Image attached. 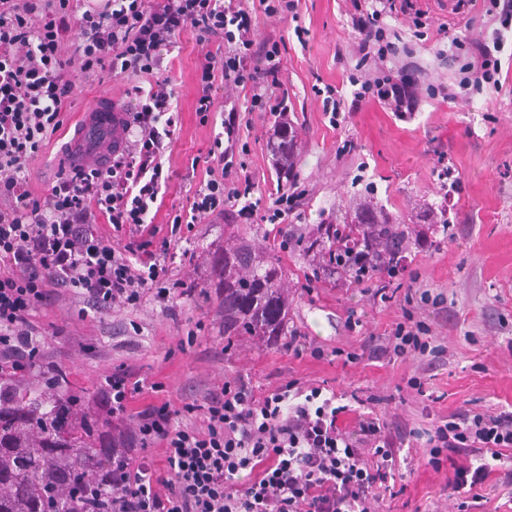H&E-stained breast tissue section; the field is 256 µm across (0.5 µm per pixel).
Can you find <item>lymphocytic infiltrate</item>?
<instances>
[{"label": "lymphocytic infiltrate", "instance_id": "1", "mask_svg": "<svg viewBox=\"0 0 512 512\" xmlns=\"http://www.w3.org/2000/svg\"><path fill=\"white\" fill-rule=\"evenodd\" d=\"M0 0V355L27 370L41 341L31 321L52 295L68 292L87 306H137L147 294L167 299L158 281L166 268L151 248L149 215L166 194L160 127H173V94L158 82L139 95L124 122L131 139L95 167L59 169L46 193L35 196L25 172L47 138L61 129L80 88L103 75L150 72L183 32L199 43L224 40L197 68L195 112L207 121L218 87L250 90L249 111L281 108L278 43L253 52V18L239 0ZM354 9V103L378 101L409 112L438 86L420 81L417 66L401 61L387 39L388 22L406 17L414 37H427V14L408 0H351ZM505 36L480 30L451 40L457 65L448 99L502 90ZM233 126L214 137L208 178L196 189L176 224L224 212L241 201L239 218L252 219L250 180L240 179ZM110 224L125 234L123 250L93 232ZM395 355L427 353L430 329L411 313L390 329ZM203 429L175 425L168 404L140 413L132 441L161 445L162 462L127 461L116 474L112 512H372L381 499L401 443L371 413L353 428L339 424L340 408L320 388L288 383L261 393L237 377L206 400ZM464 450L477 466L455 470L454 489L477 487L491 473L490 461L512 450V412L452 414L428 439L426 464L441 469L449 453Z\"/></svg>", "mask_w": 512, "mask_h": 512}]
</instances>
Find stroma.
Returning a JSON list of instances; mask_svg holds the SVG:
<instances>
[{"label":"stroma","mask_w":512,"mask_h":512,"mask_svg":"<svg viewBox=\"0 0 512 512\" xmlns=\"http://www.w3.org/2000/svg\"><path fill=\"white\" fill-rule=\"evenodd\" d=\"M433 24L444 23L451 36H464L467 22H480L465 0H411ZM349 0H300L296 16L281 20L257 14L256 41L277 42L280 79L288 91L285 114L299 132L297 164L290 182L279 181L271 162L269 139L276 117L237 112L217 104L210 123L195 112L196 69L216 43L196 44L184 32L153 74L104 76L84 85L68 110L66 128L57 132L30 168L34 194L45 193L58 170L60 152L75 137L82 113L100 102L126 109L135 87L167 81L179 114L161 157L169 189L155 224L175 243L166 261L165 287L194 283L192 296L172 293L165 302L146 297L140 306L82 312L67 299L38 307L33 324L42 334L41 357L61 368L77 389L90 393L99 408L115 372H127L158 392L134 395L128 416L149 405L170 402L180 424L203 428L209 393L236 375L272 391L289 381L320 386L348 405L351 423L359 401L375 397L373 409L391 432L403 435L413 451L407 458L406 489L384 499L378 512H459L464 494L449 489L455 467L466 454H452L438 471L425 467L420 450L434 422L453 413L512 410V79L501 92L476 96L471 104L421 98L413 111L393 112L375 101L362 103L347 122L333 126L323 110L319 89L333 86L352 100L348 76L353 30ZM308 31L299 42L296 27ZM402 44L420 67V80L452 84L455 66L438 57L448 41L419 40L402 31ZM231 121L247 150L239 159L254 185L255 197L270 201L285 188L299 191L286 227L242 224L234 207L223 216L170 226L173 207L186 203L205 176L204 158L224 121ZM381 207L409 228L405 267L392 275L388 299L376 294V281L353 282L297 245L298 236L320 224H339L357 203ZM447 206L448 230L421 222L423 210ZM237 225L230 235L228 225ZM260 243L279 255L286 271V331H300L325 355L289 356L284 337L266 341L224 340V313L216 298L218 259L236 241ZM440 297V308L414 306L426 320L443 357L409 353L400 358H365L344 364L334 350L360 351L369 335L400 321L407 290ZM363 316L348 325L349 310ZM421 377L422 390L409 387Z\"/></svg>","instance_id":"obj_1"}]
</instances>
